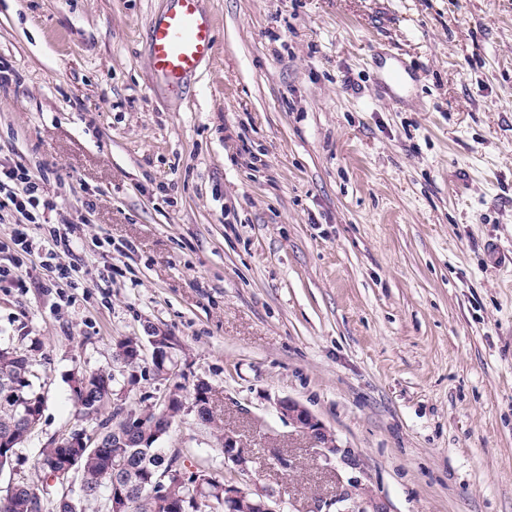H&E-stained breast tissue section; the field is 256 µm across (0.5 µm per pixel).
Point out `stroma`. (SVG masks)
I'll return each instance as SVG.
<instances>
[{"mask_svg":"<svg viewBox=\"0 0 512 512\" xmlns=\"http://www.w3.org/2000/svg\"><path fill=\"white\" fill-rule=\"evenodd\" d=\"M168 0H0V161L43 172L85 233L0 288V336L39 339L40 423L0 473L84 427L75 375L145 325L216 390L225 462L194 414L189 469L317 512L352 481L386 512H512V0H203L213 55L170 90L149 67ZM418 74L400 101L376 61ZM305 406L358 460H324ZM288 459L281 467L280 459ZM277 410L282 418L288 420V423L305 432L316 447L324 448L328 452L325 455L326 460H331L330 455L336 457L340 455L342 461L352 466L357 465L351 450L340 447L333 434L306 407L288 398L277 401Z\"/></svg>","mask_w":512,"mask_h":512,"instance_id":"stroma-1","label":"stroma"}]
</instances>
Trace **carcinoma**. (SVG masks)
Wrapping results in <instances>:
<instances>
[{
    "label": "carcinoma",
    "mask_w": 512,
    "mask_h": 512,
    "mask_svg": "<svg viewBox=\"0 0 512 512\" xmlns=\"http://www.w3.org/2000/svg\"><path fill=\"white\" fill-rule=\"evenodd\" d=\"M133 342L125 338L117 342L113 362L125 363L129 384L137 383L138 374L158 372L159 367L151 360H131L127 348ZM40 344L34 342L28 348H16L0 342V383L9 381L15 384L13 392L0 387V436L8 429L17 433L20 440L29 436L28 422L24 419V406L27 403H44L41 386L35 370L33 352ZM88 384L73 389L75 403L89 398L103 407V410L82 413L85 420L95 424L101 431L109 447L102 454L85 455L82 459L80 479L84 482L86 497L82 506L86 512H110L105 499L98 493L118 489L115 502L118 512H200L195 495L208 496L218 503L224 497L225 480H220L204 471L189 472L185 467L170 468L172 456L159 447L157 435H167L180 415L181 402L172 401L168 416L150 415L137 425L132 432L137 441L133 448H113L112 426L121 424L122 411L106 408L110 401L109 391L117 389V381L111 370L102 368L88 374ZM207 396L198 399L195 406L197 420L209 427L219 445H224V426L212 408L213 388L206 390ZM171 470L164 479V496L153 491V484L166 470ZM0 512H39L38 506L30 499L28 490L18 488L12 494L0 497Z\"/></svg>",
    "instance_id": "cac0c4a2"
}]
</instances>
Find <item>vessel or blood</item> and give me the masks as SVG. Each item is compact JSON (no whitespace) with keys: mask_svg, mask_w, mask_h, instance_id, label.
<instances>
[{"mask_svg":"<svg viewBox=\"0 0 512 512\" xmlns=\"http://www.w3.org/2000/svg\"><path fill=\"white\" fill-rule=\"evenodd\" d=\"M214 48V21L202 10L201 0H169L151 28L150 67L156 78L176 88L198 70Z\"/></svg>","mask_w":512,"mask_h":512,"instance_id":"b4317fda","label":"vessel or blood"}]
</instances>
